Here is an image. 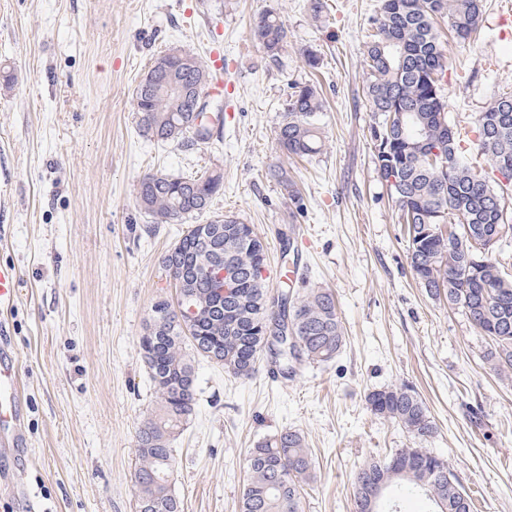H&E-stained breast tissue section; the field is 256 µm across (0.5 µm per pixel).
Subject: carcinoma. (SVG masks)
<instances>
[{"mask_svg":"<svg viewBox=\"0 0 512 512\" xmlns=\"http://www.w3.org/2000/svg\"><path fill=\"white\" fill-rule=\"evenodd\" d=\"M448 21L459 43L480 30L482 0H380L375 31L367 49L369 71L366 96L381 116L373 132L376 171L401 165L400 188L389 187L400 219L406 224L407 259L427 293L455 306L487 337L485 362L500 373L512 372V276L492 258L497 242L512 230V177L501 174L499 163L512 162V94L505 92L481 112L474 150L461 148V134L450 132L448 102L442 81L448 71V52L435 28V19ZM254 37L271 58L287 43L288 30L275 12L267 10L253 21ZM155 57L146 72L153 86L172 79L187 91L205 90L212 75L195 56L163 63ZM134 109L146 136L191 149L210 139L199 131L191 97L135 89ZM322 100L310 85L298 86L284 104L285 118L277 143L289 154L312 156L321 151L319 116ZM424 132L430 146L441 151L431 163L419 153L408 131V119ZM224 188L215 170L175 176L164 170L146 174L139 182L136 203L157 224L180 222L187 229L162 258L173 280L193 277L199 315L184 327L172 319L155 324L150 313L139 348L156 390L154 416L138 431L139 466L135 472L138 512H181L171 488L173 442L197 406L195 359L224 366L240 379L251 378L261 354L272 342L261 327L274 323L277 333L295 336L292 348L279 358L281 374L295 364L327 363L342 350L346 339L331 291L310 288L293 296L271 295L267 245L236 215L217 214L205 224L188 220L206 212ZM232 257L239 279L233 296L234 314L213 287L206 271L217 260ZM370 411L398 423L414 438L432 437L435 426L413 386L402 383L367 394ZM401 467L390 458H374L357 473L354 497L358 512L378 508L380 486L431 500L434 512H470L467 493L455 483L447 462L425 448H402ZM249 480L243 489L241 512H300V487L315 478L312 454L304 436L285 430L260 442L248 457Z\"/></svg>","mask_w":512,"mask_h":512,"instance_id":"cac0c4a2","label":"carcinoma"}]
</instances>
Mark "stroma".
I'll return each mask as SVG.
<instances>
[{
  "label": "stroma",
  "mask_w": 512,
  "mask_h": 512,
  "mask_svg": "<svg viewBox=\"0 0 512 512\" xmlns=\"http://www.w3.org/2000/svg\"><path fill=\"white\" fill-rule=\"evenodd\" d=\"M483 32L450 43L448 117L474 130L512 92V0H483ZM274 10L288 30L278 59L252 34ZM379 0H0V262L20 273L0 336L18 364L27 453L0 472L36 492L42 512H137V433L156 394L138 346L151 307L172 297L162 267L180 224L146 232L140 179L216 168L212 211L252 224L268 247L270 286L327 288L346 343L331 362L252 378L199 360L198 407L174 443L171 488L182 512H240L251 448L300 431L316 478L302 512H357L354 476L373 458L425 447L447 461L471 512H512V375L483 359L466 315L432 299L407 259L404 228L378 177L380 117L363 89ZM175 49L224 58V128L192 150L146 137L133 92L152 58ZM320 59L310 71L306 53ZM323 101L324 146L288 157L276 134L296 86ZM287 169L292 188L271 180ZM298 253L280 277L284 247ZM415 386L435 423L412 438L374 415L368 392Z\"/></svg>",
  "instance_id": "obj_1"
}]
</instances>
